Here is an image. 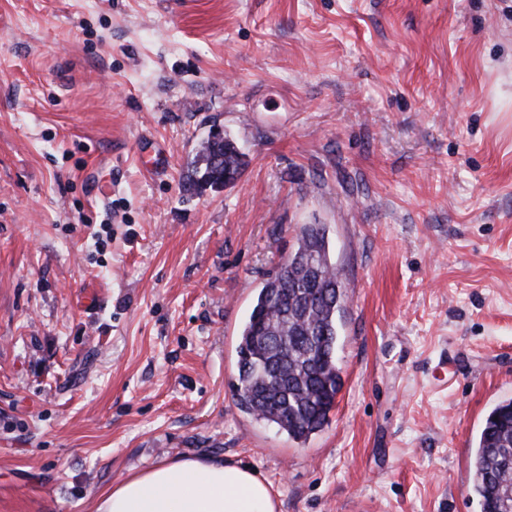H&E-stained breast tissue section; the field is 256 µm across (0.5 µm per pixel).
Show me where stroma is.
I'll use <instances>...</instances> for the list:
<instances>
[{"label": "stroma", "instance_id": "1", "mask_svg": "<svg viewBox=\"0 0 512 512\" xmlns=\"http://www.w3.org/2000/svg\"><path fill=\"white\" fill-rule=\"evenodd\" d=\"M215 131L249 165L186 192ZM304 224L343 386L298 443L233 386ZM511 398L512 0H0V512H90L179 457L279 512H481ZM506 455L512 464V399L491 411L480 432L473 460V490L480 499L482 512H497V485L512 477L511 464L502 465Z\"/></svg>", "mask_w": 512, "mask_h": 512}]
</instances>
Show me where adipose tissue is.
Here are the masks:
<instances>
[{"label":"adipose tissue","instance_id":"1","mask_svg":"<svg viewBox=\"0 0 512 512\" xmlns=\"http://www.w3.org/2000/svg\"><path fill=\"white\" fill-rule=\"evenodd\" d=\"M91 512H278V502L272 484L249 467L181 457L100 492Z\"/></svg>","mask_w":512,"mask_h":512}]
</instances>
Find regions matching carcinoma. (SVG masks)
I'll list each match as a JSON object with an SVG mask.
<instances>
[{
  "instance_id": "carcinoma-1",
  "label": "carcinoma",
  "mask_w": 512,
  "mask_h": 512,
  "mask_svg": "<svg viewBox=\"0 0 512 512\" xmlns=\"http://www.w3.org/2000/svg\"><path fill=\"white\" fill-rule=\"evenodd\" d=\"M247 156L221 132L203 140L184 177L188 191L236 181ZM341 272L331 260L326 226L305 224L291 261L258 291L238 344L237 405L257 421L304 442L329 420L341 389L336 363L343 310ZM512 399L498 404L480 432L473 490L482 512H497V485L512 477Z\"/></svg>"
}]
</instances>
